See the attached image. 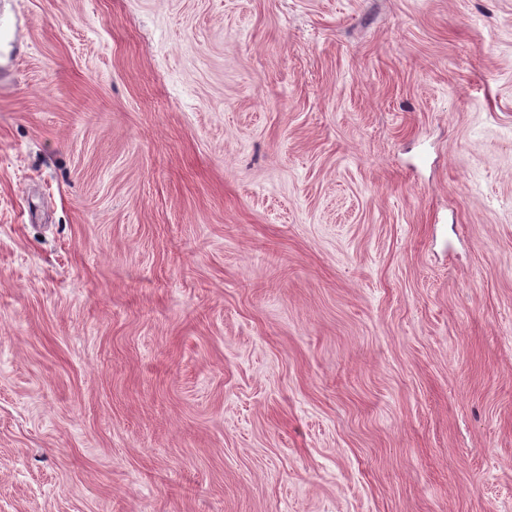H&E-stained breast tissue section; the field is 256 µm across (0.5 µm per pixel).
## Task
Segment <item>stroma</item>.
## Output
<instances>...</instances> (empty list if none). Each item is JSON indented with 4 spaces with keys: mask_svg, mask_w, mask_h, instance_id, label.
Returning <instances> with one entry per match:
<instances>
[{
    "mask_svg": "<svg viewBox=\"0 0 512 512\" xmlns=\"http://www.w3.org/2000/svg\"><path fill=\"white\" fill-rule=\"evenodd\" d=\"M0 512H512V0H0Z\"/></svg>",
    "mask_w": 512,
    "mask_h": 512,
    "instance_id": "obj_1",
    "label": "stroma"
}]
</instances>
